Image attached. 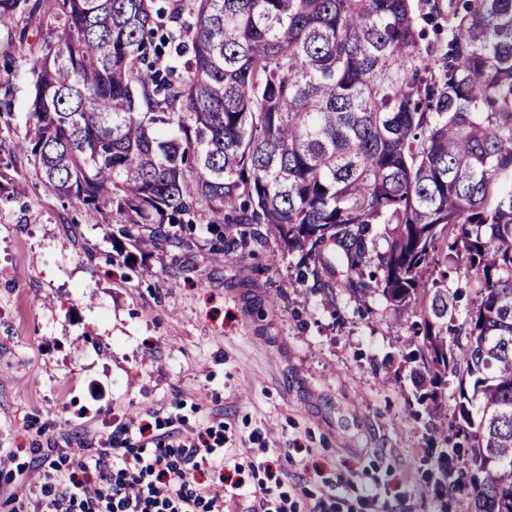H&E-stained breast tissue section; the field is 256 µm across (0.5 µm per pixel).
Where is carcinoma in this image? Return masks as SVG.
I'll return each mask as SVG.
<instances>
[{
	"mask_svg": "<svg viewBox=\"0 0 512 512\" xmlns=\"http://www.w3.org/2000/svg\"><path fill=\"white\" fill-rule=\"evenodd\" d=\"M22 19L42 183L138 251L263 225L296 284L411 310L418 401L459 378L475 512H512V0H0Z\"/></svg>",
	"mask_w": 512,
	"mask_h": 512,
	"instance_id": "carcinoma-1",
	"label": "carcinoma"
}]
</instances>
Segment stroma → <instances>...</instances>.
Listing matches in <instances>:
<instances>
[{
  "instance_id": "obj_1",
  "label": "stroma",
  "mask_w": 512,
  "mask_h": 512,
  "mask_svg": "<svg viewBox=\"0 0 512 512\" xmlns=\"http://www.w3.org/2000/svg\"><path fill=\"white\" fill-rule=\"evenodd\" d=\"M0 28V512H19L44 451L67 472L84 444L190 440L212 427L202 484L237 456L243 490L268 477L297 512H473L474 469L451 427L457 384L417 405L405 311L290 287L300 255L275 241L214 263L208 225L188 247L133 252L111 225L58 199L14 145L30 87ZM131 266H124L127 254Z\"/></svg>"
}]
</instances>
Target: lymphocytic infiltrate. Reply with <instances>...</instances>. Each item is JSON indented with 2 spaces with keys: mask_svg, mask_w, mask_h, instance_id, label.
Wrapping results in <instances>:
<instances>
[{
  "mask_svg": "<svg viewBox=\"0 0 512 512\" xmlns=\"http://www.w3.org/2000/svg\"><path fill=\"white\" fill-rule=\"evenodd\" d=\"M209 446L200 434L178 458L161 439L148 456L136 448H100L65 473L43 459L29 488L33 512H224V491L198 483L190 467Z\"/></svg>",
  "mask_w": 512,
  "mask_h": 512,
  "instance_id": "obj_1",
  "label": "lymphocytic infiltrate"
}]
</instances>
